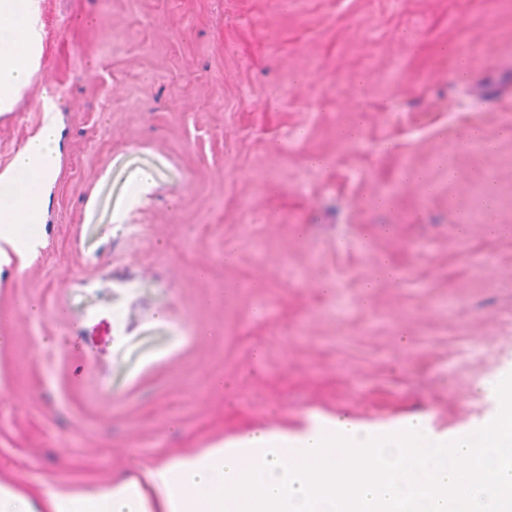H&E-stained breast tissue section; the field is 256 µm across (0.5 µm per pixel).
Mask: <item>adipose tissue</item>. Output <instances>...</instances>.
<instances>
[{
	"label": "adipose tissue",
	"instance_id": "ef3b65f1",
	"mask_svg": "<svg viewBox=\"0 0 512 512\" xmlns=\"http://www.w3.org/2000/svg\"><path fill=\"white\" fill-rule=\"evenodd\" d=\"M42 14V0H0V114L42 68ZM38 105V127L0 168V267L36 254L60 170L57 105L45 93ZM495 391L497 414L451 438L420 415L371 428L314 413L304 431L250 430L97 489H50L34 501L0 484V512H512L511 373Z\"/></svg>",
	"mask_w": 512,
	"mask_h": 512
}]
</instances>
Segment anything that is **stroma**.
I'll return each mask as SVG.
<instances>
[{
    "label": "stroma",
    "instance_id": "obj_1",
    "mask_svg": "<svg viewBox=\"0 0 512 512\" xmlns=\"http://www.w3.org/2000/svg\"><path fill=\"white\" fill-rule=\"evenodd\" d=\"M43 20L0 116V168L41 91L65 127L39 253L0 268V483L91 489L313 413L438 434L496 414L512 0H43Z\"/></svg>",
    "mask_w": 512,
    "mask_h": 512
}]
</instances>
